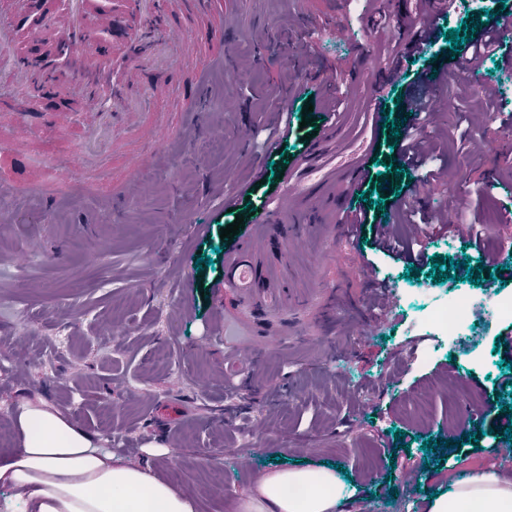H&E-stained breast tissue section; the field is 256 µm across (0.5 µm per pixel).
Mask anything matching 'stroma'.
Returning <instances> with one entry per match:
<instances>
[{"label":"stroma","instance_id":"35a3bbf8","mask_svg":"<svg viewBox=\"0 0 512 512\" xmlns=\"http://www.w3.org/2000/svg\"><path fill=\"white\" fill-rule=\"evenodd\" d=\"M416 9V0H368L362 11L355 0H239L232 62L247 79L235 80L233 69L212 71L185 137L164 141L147 161L141 190L117 199L112 182L124 177L119 159L142 142H113L107 117L99 139L83 148L77 134L88 116L61 115L63 99L74 97L75 88L41 106L59 113V135L0 114V136L15 146L11 157L0 158V173L21 185L50 184L46 198L0 199V455L18 448L15 414L31 403L67 413L123 462L152 468L193 498L196 512H243L256 489V469L342 466L352 477L344 512H430L431 493L460 482L461 471L512 476V460L494 452L500 434L486 432L475 446L460 441L469 413L512 403V395L494 390L495 380L512 374L494 349L497 336L512 331V319L491 313L498 295L512 294V283L478 287L465 281L462 268L455 282L433 283L425 270L405 279V262L373 245V227L343 265L322 270L313 263L324 245L317 228L293 234L269 224L258 230L246 245L249 295L271 309L291 301L303 307L280 345L255 337L263 351L249 377L224 365V266L232 250L220 237L231 222L226 197L252 187L244 222L254 225L261 193L281 189V174L317 143L329 179L340 180L341 164L361 159L375 197L396 191L431 215L443 206L419 172L394 189L381 166L397 163L398 153L388 144V129L371 130L366 110L376 96L387 115H395L397 95L423 72L459 68L448 60L442 37L411 50ZM303 14L321 28L339 15L351 40L322 36L298 58L295 47L307 38L298 22ZM167 46L174 51L170 80L156 85L153 70L143 69L134 86L151 90L159 109L180 113L208 49L204 23L172 25ZM396 52L407 55L401 71L380 85H360L336 116L335 137L318 133L323 100L302 96L293 113L312 104V123L294 131L280 151H269L271 90L285 91L300 69L312 71L322 62L354 72L365 54L385 62ZM471 76L470 83L450 77L441 86L451 110L428 127L440 147L425 167L465 185L460 217L481 227L482 251H488L512 205V194L496 188L512 183V154L494 148L500 123L512 120V30L503 34L501 53ZM488 86L499 88L506 109L495 123H471L470 102ZM241 122L251 132L243 144L234 137ZM369 139L374 145L361 156ZM202 255L212 264L197 266ZM366 261L396 299L372 334L365 325L375 318V289L362 275ZM319 284L336 292L331 334L310 300ZM462 290L471 294V332L451 340L434 335L424 314ZM419 395L425 401L418 406ZM399 430L410 437L409 449L396 447ZM424 438L458 440V448L445 452L446 470L427 466ZM243 456L251 472L239 469Z\"/></svg>","mask_w":512,"mask_h":512}]
</instances>
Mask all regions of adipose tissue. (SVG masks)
<instances>
[{"mask_svg": "<svg viewBox=\"0 0 512 512\" xmlns=\"http://www.w3.org/2000/svg\"><path fill=\"white\" fill-rule=\"evenodd\" d=\"M20 446L0 456V484L21 512H194L191 499L147 467L96 448L93 436L57 410L21 406ZM346 489L327 469L264 475L248 512H344ZM431 512H512V480L479 472L433 499Z\"/></svg>", "mask_w": 512, "mask_h": 512, "instance_id": "1", "label": "adipose tissue"}]
</instances>
